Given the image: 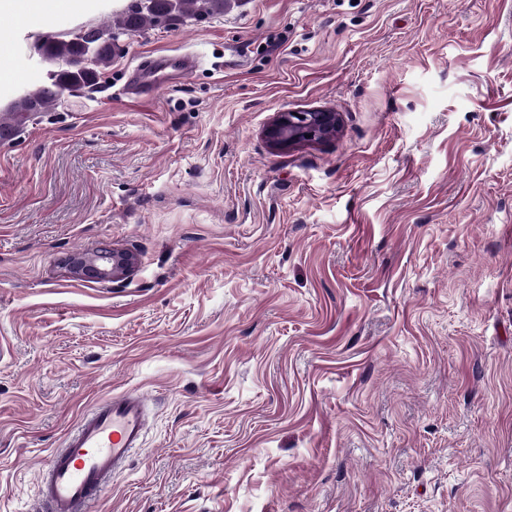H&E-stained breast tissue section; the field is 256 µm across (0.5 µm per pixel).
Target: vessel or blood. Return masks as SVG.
Returning <instances> with one entry per match:
<instances>
[{
    "label": "vessel or blood",
    "instance_id": "vessel-or-blood-1",
    "mask_svg": "<svg viewBox=\"0 0 512 512\" xmlns=\"http://www.w3.org/2000/svg\"><path fill=\"white\" fill-rule=\"evenodd\" d=\"M197 68L186 54L158 56L150 69L133 68L134 94L153 98ZM147 404L143 392L125 391L93 405L40 470L39 512H94L113 476L142 446Z\"/></svg>",
    "mask_w": 512,
    "mask_h": 512
}]
</instances>
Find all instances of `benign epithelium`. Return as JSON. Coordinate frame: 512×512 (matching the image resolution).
<instances>
[{"instance_id":"benign-epithelium-1","label":"benign epithelium","mask_w":512,"mask_h":512,"mask_svg":"<svg viewBox=\"0 0 512 512\" xmlns=\"http://www.w3.org/2000/svg\"><path fill=\"white\" fill-rule=\"evenodd\" d=\"M339 123V113L332 110L282 111L275 115L266 136L275 148L291 147L298 143L325 140L336 133ZM135 262L131 252L102 249L75 257L72 267L81 278L115 282L130 274Z\"/></svg>"}]
</instances>
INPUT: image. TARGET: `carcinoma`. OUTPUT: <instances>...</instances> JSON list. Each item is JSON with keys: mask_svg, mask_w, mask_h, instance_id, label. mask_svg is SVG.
<instances>
[{"mask_svg": "<svg viewBox=\"0 0 512 512\" xmlns=\"http://www.w3.org/2000/svg\"><path fill=\"white\" fill-rule=\"evenodd\" d=\"M151 2V7L144 8L142 0H134L123 13L112 17L102 28H94L83 36L76 34L70 39L44 43L42 55L53 63L48 84L25 94L13 104L8 116L13 119L14 125H19L30 113L52 110L65 93L93 83L100 72L112 63V43L109 38L156 27L173 16L198 18L221 13L226 0Z\"/></svg>", "mask_w": 512, "mask_h": 512, "instance_id": "obj_1", "label": "carcinoma"}]
</instances>
